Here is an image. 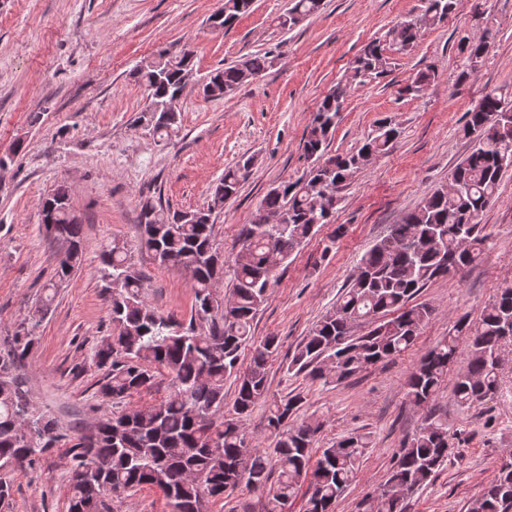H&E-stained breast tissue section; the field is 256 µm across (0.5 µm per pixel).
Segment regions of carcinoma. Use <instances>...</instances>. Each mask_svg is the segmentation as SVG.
Masks as SVG:
<instances>
[{"instance_id":"carcinoma-1","label":"carcinoma","mask_w":512,"mask_h":512,"mask_svg":"<svg viewBox=\"0 0 512 512\" xmlns=\"http://www.w3.org/2000/svg\"><path fill=\"white\" fill-rule=\"evenodd\" d=\"M290 2L277 17V26L284 30L323 6V0ZM253 4L254 0H224V7L210 17L212 27L232 29ZM465 4L466 0H426L421 15L392 29V40L364 47L350 79L381 77L391 67L387 51L413 46L422 30L443 23ZM495 36L491 26L471 41L464 35L458 41L460 53L481 60ZM273 63L268 52L246 56L212 72L203 93L219 99L246 82V75L256 78ZM192 70L190 50L174 54L162 48L138 64L133 76L146 91V104L136 121L145 122L153 134L173 133L176 102L186 86L184 74ZM434 79L431 68L420 70L402 93L419 96ZM345 100V86L340 84L323 97L303 144L310 160L306 175L283 181L264 196L260 209L284 217L283 222L243 226L241 247L228 264L232 289L227 294L216 289L226 264L215 247L213 215L238 193L256 158L246 156L224 169L205 208L172 212L150 197L140 201L142 244L160 265L192 273L189 319L164 315L146 302L123 245L113 243L103 257L101 278L110 291L113 332L102 338L94 354L96 365L106 371L97 394L115 406L124 405L165 376L166 396L114 412L91 430L69 435L29 401L16 371L38 337L23 325L17 328L0 351L1 468H30L51 449L68 445V512H108V497L146 486L161 491L167 501L179 499L182 512H205L206 502L221 499L242 484L264 493L262 512H288L304 483L305 512H334L370 447L369 436H347L311 462L321 423L298 417L303 404L298 394L269 405L271 448L253 445L241 421L267 397V365L279 350L277 337L258 341L252 335L253 321L268 300L277 269L288 265L317 226L329 223L332 212L322 205V190L332 185L341 191L363 166L365 156L385 153L399 135L396 126L384 120L357 151L328 154ZM503 102L504 96L489 92L467 112L464 131L473 147L450 175L457 190L441 187L428 192L417 210L391 225L387 236L361 256L345 293L296 347L287 372L303 373L325 385L340 384L415 344L433 308L409 301L430 282L448 275V267L471 264L489 239L480 216L496 198L501 173L512 168V129L494 122V115L504 111ZM42 224L46 238L64 247L53 275L64 282L83 256L82 224L73 213L66 186H57L42 200ZM386 312L395 316L381 319ZM360 327L365 332H357ZM462 347L468 363L456 377L453 397L468 410L500 389L499 360L512 350L511 286L483 307L478 320L460 317L437 341L408 375L406 399L430 406ZM247 349L251 358L244 368L241 354ZM229 376L235 377L237 395L227 416L224 379ZM448 448V423L428 414L395 456L388 479L372 497L373 512H406V499L434 479L448 461ZM469 512H512V456L502 461Z\"/></svg>"}]
</instances>
